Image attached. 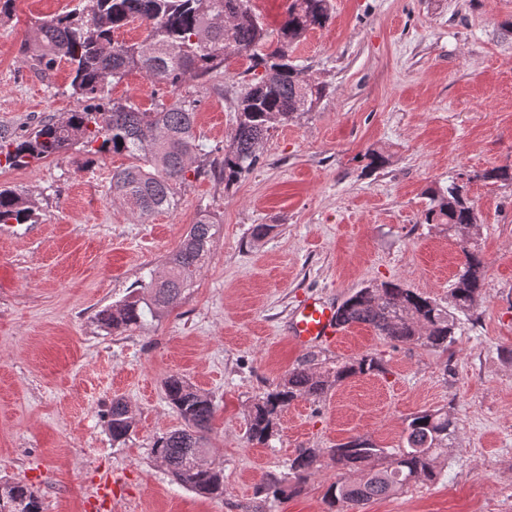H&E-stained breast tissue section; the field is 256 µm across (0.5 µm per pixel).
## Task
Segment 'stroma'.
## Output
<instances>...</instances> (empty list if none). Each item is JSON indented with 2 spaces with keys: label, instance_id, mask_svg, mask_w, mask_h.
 <instances>
[{
  "label": "stroma",
  "instance_id": "35a3bbf8",
  "mask_svg": "<svg viewBox=\"0 0 512 512\" xmlns=\"http://www.w3.org/2000/svg\"><path fill=\"white\" fill-rule=\"evenodd\" d=\"M79 2L14 0L0 21V130L84 108L67 66L45 76L20 53L39 21ZM331 8L329 25L292 53L328 96L276 125L259 165L233 185L208 167L224 157L249 78L238 55L220 77L179 90L137 72L112 86V100L143 109L186 90L198 100L207 170L146 221L112 194V172L129 156H92L78 145L0 168V185L25 191L40 214L36 224L0 226V477L34 486L43 512H85L106 476L112 512H327L323 494L337 475L330 461L281 501L260 495V481L286 471L300 448L367 436L397 449L407 417L442 407L459 431L439 477L362 512H512V181L484 177L512 167V0H331ZM370 150L385 157L382 168H368ZM452 181L476 208L486 286L451 350L399 344L364 324L333 343H293L285 329L311 293L340 303L368 284L398 281L447 304L461 238L422 214L426 189ZM203 214L220 231L190 291L158 321L99 330L96 313L146 269H162ZM258 224L273 227L259 241ZM365 354L383 372L293 401L271 447L247 439L250 407L289 370L314 356ZM174 374L213 401L207 461L224 472L222 496L179 486L151 455L156 436L181 424L163 390ZM117 397L135 410L120 444L105 418Z\"/></svg>",
  "mask_w": 512,
  "mask_h": 512
}]
</instances>
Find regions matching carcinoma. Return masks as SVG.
<instances>
[{
	"instance_id": "1",
	"label": "carcinoma",
	"mask_w": 512,
	"mask_h": 512,
	"mask_svg": "<svg viewBox=\"0 0 512 512\" xmlns=\"http://www.w3.org/2000/svg\"><path fill=\"white\" fill-rule=\"evenodd\" d=\"M252 0H87L80 10L41 22L22 42L31 65L47 72L66 64L73 93L94 103L32 130L0 131V165L24 168L34 160L54 158L80 144L99 154L124 153L137 164L112 175V192L125 200L132 217L143 221L169 208L173 186L202 173L195 165L204 144L197 134V100L183 96L170 106L149 111L131 101H109L113 84L137 70L150 80L179 87L186 78L215 77L229 54L249 59L251 74L237 99L236 122L224 148L221 171L227 184L250 173L260 162V148L276 124L313 111L328 94L327 86L310 81L291 62V47L309 31L331 19L330 0H289L285 18L271 36ZM145 29L142 41L128 43L120 31L131 23ZM429 204L423 223L447 232H467L463 261L448 291V306L395 282L370 283L338 307L339 324H367L394 342L446 351L456 343L458 315L470 316L485 288L484 259L477 244L480 225L465 188L452 181L426 190ZM34 203L23 191L0 188V224H35ZM217 222L200 216L164 262L126 296L96 314L97 327L110 335L141 327L173 308L210 254ZM383 371L372 355L349 360H320L293 369L283 383L253 403L247 415L249 441L267 445L278 435L280 414L295 399L321 397L329 388L360 375ZM163 387L168 403L183 421L158 436L151 453L179 485L198 494L220 496L222 470L205 460L213 403L181 376L170 375ZM135 424L122 398L112 401L107 425L112 442L125 441ZM458 421L448 411L424 410L406 418L404 447L379 468L384 449L367 437H355L332 448H300L288 471L266 474L260 492L275 500L302 488L311 471L329 459L339 471L323 495L328 512H349L380 497L399 494L420 479L434 480L437 460L453 448ZM358 478L347 481L344 475ZM0 512H43L40 497L26 484L0 483Z\"/></svg>"
}]
</instances>
